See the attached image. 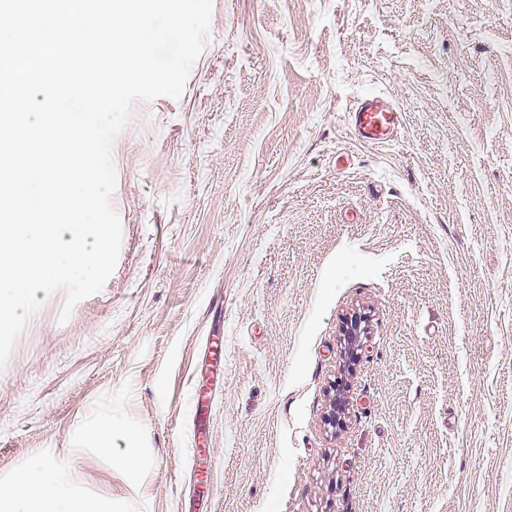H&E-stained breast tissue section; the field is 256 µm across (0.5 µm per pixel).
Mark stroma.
<instances>
[{"instance_id": "stroma-1", "label": "stroma", "mask_w": 512, "mask_h": 512, "mask_svg": "<svg viewBox=\"0 0 512 512\" xmlns=\"http://www.w3.org/2000/svg\"><path fill=\"white\" fill-rule=\"evenodd\" d=\"M211 34L114 141L112 276L64 323L37 292L0 368V486L46 460L75 512H512V0H213ZM370 94L383 145L347 121ZM348 119L357 138L369 144L391 141L403 121L398 108L377 95L365 96L348 113ZM344 349L354 362L360 360L364 347V339L368 336V320L365 315L353 313L344 322L342 329ZM119 431L128 433L129 430L120 419L110 416L95 425L91 431V438L98 444V449L102 453L111 454L112 435Z\"/></svg>"}]
</instances>
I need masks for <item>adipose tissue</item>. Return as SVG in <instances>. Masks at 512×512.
Here are the masks:
<instances>
[{
  "label": "adipose tissue",
  "mask_w": 512,
  "mask_h": 512,
  "mask_svg": "<svg viewBox=\"0 0 512 512\" xmlns=\"http://www.w3.org/2000/svg\"><path fill=\"white\" fill-rule=\"evenodd\" d=\"M71 488L59 472L46 463L26 471L9 488H0V504L11 512H71Z\"/></svg>",
  "instance_id": "1"
}]
</instances>
